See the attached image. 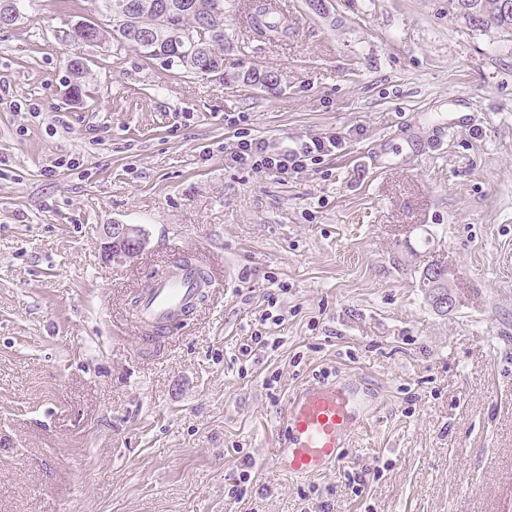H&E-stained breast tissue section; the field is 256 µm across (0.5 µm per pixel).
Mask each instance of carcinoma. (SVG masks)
<instances>
[{
    "instance_id": "carcinoma-1",
    "label": "carcinoma",
    "mask_w": 512,
    "mask_h": 512,
    "mask_svg": "<svg viewBox=\"0 0 512 512\" xmlns=\"http://www.w3.org/2000/svg\"><path fill=\"white\" fill-rule=\"evenodd\" d=\"M448 2L471 28L512 34V0ZM101 10L111 22L107 35L117 48H131L149 61L176 62L186 73H224V0H102ZM244 19L253 31L264 29L273 37L284 32L255 0L246 5ZM176 31L188 32L193 41L177 42L172 38ZM445 274V266L427 267L423 287L436 292V276Z\"/></svg>"
}]
</instances>
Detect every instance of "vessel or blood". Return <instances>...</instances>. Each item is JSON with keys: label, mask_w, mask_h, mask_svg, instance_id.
Listing matches in <instances>:
<instances>
[{"label": "vessel or blood", "mask_w": 512, "mask_h": 512, "mask_svg": "<svg viewBox=\"0 0 512 512\" xmlns=\"http://www.w3.org/2000/svg\"><path fill=\"white\" fill-rule=\"evenodd\" d=\"M202 282L199 267L172 265L165 276L142 290L133 311L135 322L156 335L170 332L196 303ZM370 410L364 396L348 386H302L285 406L271 465L291 477H308L326 466L342 465L345 435L362 425Z\"/></svg>", "instance_id": "vessel-or-blood-1"}]
</instances>
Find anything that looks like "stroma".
Here are the masks:
<instances>
[{"instance_id": "obj_1", "label": "stroma", "mask_w": 512, "mask_h": 512, "mask_svg": "<svg viewBox=\"0 0 512 512\" xmlns=\"http://www.w3.org/2000/svg\"><path fill=\"white\" fill-rule=\"evenodd\" d=\"M235 3L220 78L67 40L100 0L0 28V512H512V36L448 0H280L260 41ZM238 116L344 146L283 180L226 160ZM115 223L134 262L103 258ZM187 252L216 288L141 336L132 299ZM255 331L278 345L240 356ZM324 379L375 412L345 468L287 476L288 396ZM103 232V256L107 262L130 263L149 245V237L139 225L107 224Z\"/></svg>"}]
</instances>
